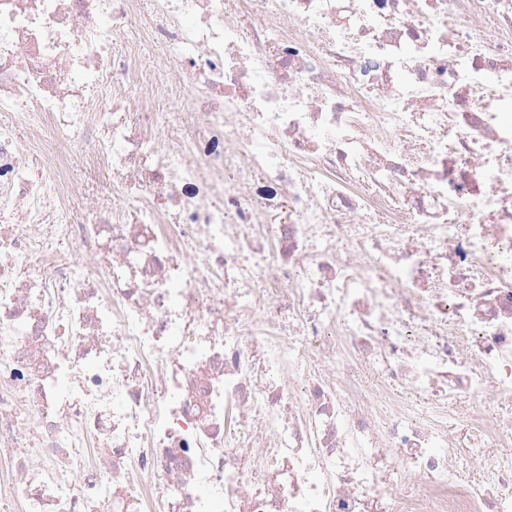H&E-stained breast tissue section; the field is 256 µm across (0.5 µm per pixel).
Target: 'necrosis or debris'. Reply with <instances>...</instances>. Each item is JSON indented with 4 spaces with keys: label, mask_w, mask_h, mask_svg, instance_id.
Wrapping results in <instances>:
<instances>
[{
    "label": "necrosis or debris",
    "mask_w": 512,
    "mask_h": 512,
    "mask_svg": "<svg viewBox=\"0 0 512 512\" xmlns=\"http://www.w3.org/2000/svg\"><path fill=\"white\" fill-rule=\"evenodd\" d=\"M507 405L512 0H0V512H512ZM87 184L94 185L98 190L99 195H104L108 192L109 184L105 178L97 172L86 171L81 182L74 184L72 190V201L75 206H85L91 202L90 197L87 195Z\"/></svg>",
    "instance_id": "obj_1"
}]
</instances>
